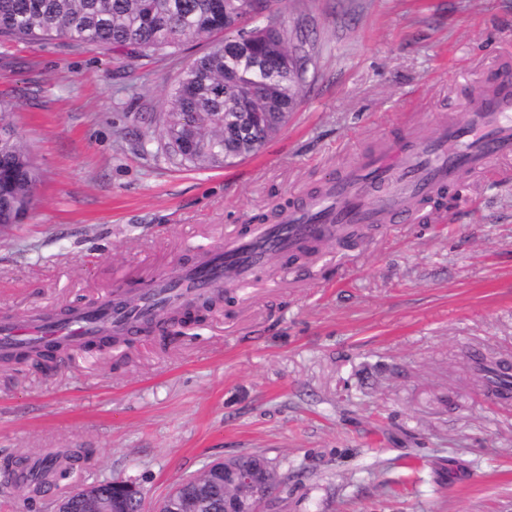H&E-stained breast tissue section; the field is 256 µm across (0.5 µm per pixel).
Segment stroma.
Wrapping results in <instances>:
<instances>
[{"label": "stroma", "instance_id": "35a3bbf8", "mask_svg": "<svg viewBox=\"0 0 512 512\" xmlns=\"http://www.w3.org/2000/svg\"><path fill=\"white\" fill-rule=\"evenodd\" d=\"M318 54L287 125L230 167L165 160L155 116L188 40L149 59L67 38H0L42 181L0 224V315L100 301L274 224L378 142L432 136L512 71V0H272ZM429 221L349 249L275 258L180 339L136 335L49 370L0 364V459L92 449L30 498L0 477V512H55L103 481L153 507L204 465L263 453L288 487L268 512H512V401L468 353L512 362V158L465 173Z\"/></svg>", "mask_w": 512, "mask_h": 512}]
</instances>
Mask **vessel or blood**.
Masks as SVG:
<instances>
[{"label":"vessel or blood","instance_id":"1","mask_svg":"<svg viewBox=\"0 0 512 512\" xmlns=\"http://www.w3.org/2000/svg\"><path fill=\"white\" fill-rule=\"evenodd\" d=\"M509 157L512 78L504 75L483 99L456 113L434 137L421 140L407 134L366 154L355 169L289 210L280 223L254 225L230 244L208 249L175 278L152 280L137 303H106L105 317L113 329L131 334L147 319L176 310L187 298L222 285L227 277L249 279L272 255L288 256L312 242L342 236L355 225L412 223L414 206L452 185L457 174L482 173ZM98 326L89 308L74 310L59 322L0 318V353L47 338L65 337L77 346L93 338Z\"/></svg>","mask_w":512,"mask_h":512}]
</instances>
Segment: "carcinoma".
Listing matches in <instances>:
<instances>
[{"label": "carcinoma", "mask_w": 512, "mask_h": 512, "mask_svg": "<svg viewBox=\"0 0 512 512\" xmlns=\"http://www.w3.org/2000/svg\"><path fill=\"white\" fill-rule=\"evenodd\" d=\"M267 0H0V36L25 40L65 37L110 46L134 57L176 48L189 38L227 31L224 44L183 68L162 102L158 124L164 154L174 164L224 167L257 154L296 110L314 44L303 27L282 24L280 61L248 69L242 57L264 58L266 26L237 27L266 9ZM16 105L0 99V224H17L30 210L41 180L38 166L18 140ZM263 116L260 134H245L250 113ZM48 346L21 347L6 358H43ZM491 392H512L508 368L476 363ZM84 459L76 449L45 457L48 465L26 483L39 496L45 480L65 478Z\"/></svg>", "instance_id": "obj_1"}]
</instances>
